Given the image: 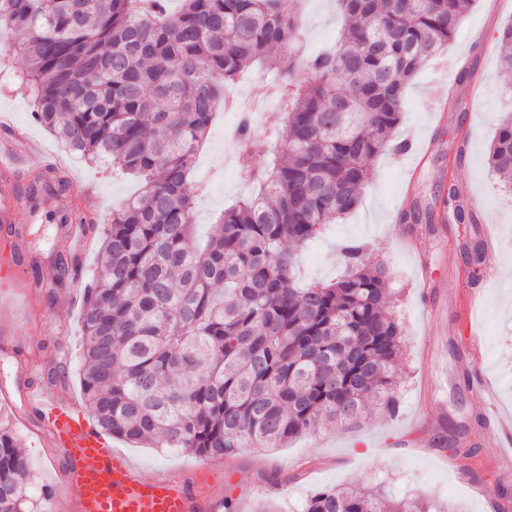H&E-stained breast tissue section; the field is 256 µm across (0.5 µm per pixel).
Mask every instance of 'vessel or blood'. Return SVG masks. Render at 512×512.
<instances>
[{"label":"vessel or blood","mask_w":512,"mask_h":512,"mask_svg":"<svg viewBox=\"0 0 512 512\" xmlns=\"http://www.w3.org/2000/svg\"><path fill=\"white\" fill-rule=\"evenodd\" d=\"M17 150L0 149V223L15 221V183L21 168L16 151L28 155L42 152L40 143L19 139ZM52 203L66 233H73L69 221L75 204L65 193L47 186ZM29 411L36 416L54 448L65 461L63 483L52 497L62 512H220L219 504L207 492V468L191 477L176 473L145 476L123 453L115 451L108 437L69 397H57L38 388L26 390Z\"/></svg>","instance_id":"obj_1"}]
</instances>
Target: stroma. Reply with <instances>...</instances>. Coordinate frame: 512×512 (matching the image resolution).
<instances>
[{
	"instance_id": "obj_1",
	"label": "stroma",
	"mask_w": 512,
	"mask_h": 512,
	"mask_svg": "<svg viewBox=\"0 0 512 512\" xmlns=\"http://www.w3.org/2000/svg\"><path fill=\"white\" fill-rule=\"evenodd\" d=\"M287 11L300 13L302 56L333 45L343 24L338 0H286ZM512 23V0H475L445 51L456 63L449 76L446 61L432 60L406 89L396 138L410 139L424 161L408 170L403 156L386 151L369 165L356 210L332 225L300 253L301 277L329 282L343 273L338 245L347 239L369 242L375 263L390 273L391 308L403 327L404 347L397 365L400 412L390 418L373 410L355 427L322 430L285 448H245L223 458L211 470L209 490L231 494L236 512H297L310 491L354 483L386 482L401 495H427L450 512H512V440L495 426L476 425V415L498 410L512 416V276H498L473 288L462 260L454 223L412 226L398 213L413 205L424 214L444 212L442 192L458 183L481 204L475 220L479 237L497 238L499 259L512 258V192L504 189L488 165V150L499 118L512 113V74H502L498 41ZM25 59L0 53V114L12 128L39 140L49 157L62 160L75 186H89L97 198L99 223L132 197L138 181L61 151L56 140L32 118L33 103L21 84ZM237 122L221 113L211 125L198 159L204 186L195 205L198 238H206L224 210L250 196L252 185L240 181L234 166L223 163L233 151L230 134ZM18 237L0 233V259L21 251L26 263L54 262L53 247L64 236L50 210L37 217L17 213ZM63 288H31L29 295L0 287V303L11 311L0 331L10 332L17 347L0 346V386L21 391L35 386L47 392L81 395L79 357L81 309H68ZM471 366L495 391L486 406L467 385ZM37 420L17 426L29 462V512H50L47 490L56 481L58 456L42 447ZM476 445L470 458L452 454L455 443ZM144 475L190 470L200 463L191 453L163 454L112 442Z\"/></svg>"
}]
</instances>
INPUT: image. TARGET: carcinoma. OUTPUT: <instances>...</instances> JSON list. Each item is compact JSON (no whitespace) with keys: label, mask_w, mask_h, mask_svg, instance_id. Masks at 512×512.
Returning <instances> with one entry per match:
<instances>
[{"label":"carcinoma","mask_w":512,"mask_h":512,"mask_svg":"<svg viewBox=\"0 0 512 512\" xmlns=\"http://www.w3.org/2000/svg\"><path fill=\"white\" fill-rule=\"evenodd\" d=\"M0 0V28L28 70L33 117L93 164L139 176L137 196L91 222L101 269L84 285L83 401L99 426L135 445L232 457L285 448L359 423L369 402L389 417L402 328L388 270L367 243L340 245L343 275L302 286L297 249L360 203L370 161L392 143L406 86L453 39L474 0H341L336 46L300 62L299 23L282 0ZM512 73V25L499 34ZM278 69L284 131L269 144L242 119L237 135L262 164L240 168L253 197L194 241L196 160L237 76ZM512 184V115L488 153ZM444 204L473 223L458 185ZM468 265L484 256L467 238ZM63 288L79 261L56 252ZM28 462L0 422V512H25ZM302 512H440L382 486L312 491Z\"/></svg>","instance_id":"carcinoma-1"}]
</instances>
